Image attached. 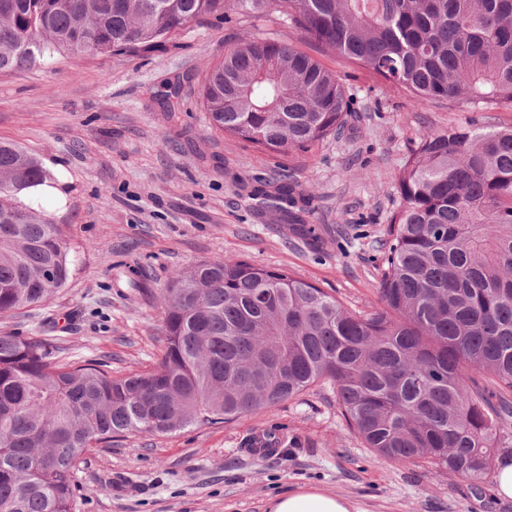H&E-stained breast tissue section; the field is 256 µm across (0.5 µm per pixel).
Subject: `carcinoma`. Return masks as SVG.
<instances>
[{
	"label": "carcinoma",
	"mask_w": 512,
	"mask_h": 512,
	"mask_svg": "<svg viewBox=\"0 0 512 512\" xmlns=\"http://www.w3.org/2000/svg\"><path fill=\"white\" fill-rule=\"evenodd\" d=\"M276 7L304 38L424 104H512V0H0V70L144 57L192 22ZM211 128L271 153L338 136L351 98L284 40L244 36L201 86ZM52 179L0 141V314L69 278L62 228L22 200ZM302 223L298 181L247 186ZM380 306L350 311L291 273L215 258L163 293L165 350L112 376L0 333V512H73L77 465L114 434L228 423L329 381L348 427L398 465L473 483L512 453V126L451 125L404 164Z\"/></svg>",
	"instance_id": "cac0c4a2"
}]
</instances>
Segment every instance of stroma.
Masks as SVG:
<instances>
[{"mask_svg":"<svg viewBox=\"0 0 512 512\" xmlns=\"http://www.w3.org/2000/svg\"><path fill=\"white\" fill-rule=\"evenodd\" d=\"M251 33L336 72L357 111L341 138L279 155L211 129L204 73ZM169 84L180 87L171 112L159 99ZM465 123L510 126L512 106L418 104L305 41L276 11L191 23L144 59L84 55L2 70L0 140L53 174L61 198L34 202L61 225L71 272L51 300L0 315V333L45 338L56 361L98 362L116 376L151 369L164 351V288L218 256L288 271L347 309L371 311L404 164L424 134ZM285 172L299 182L307 233L241 188ZM262 435L277 451L251 450ZM74 481L73 512H266L298 485L336 492L361 512H512L495 481L397 465L365 448L328 382L229 423L114 437L85 454Z\"/></svg>","mask_w":512,"mask_h":512,"instance_id":"stroma-1","label":"stroma"}]
</instances>
